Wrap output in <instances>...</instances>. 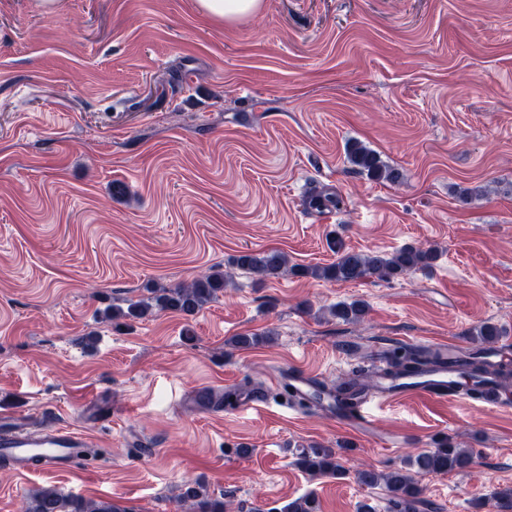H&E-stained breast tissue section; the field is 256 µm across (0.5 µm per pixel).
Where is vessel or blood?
Wrapping results in <instances>:
<instances>
[{
    "label": "vessel or blood",
    "mask_w": 512,
    "mask_h": 512,
    "mask_svg": "<svg viewBox=\"0 0 512 512\" xmlns=\"http://www.w3.org/2000/svg\"><path fill=\"white\" fill-rule=\"evenodd\" d=\"M447 368L400 379L398 383L381 382L377 394L385 399L416 396L430 402L457 400L458 394L449 389ZM92 438L68 426L39 428L22 426L0 429V456L9 457L14 474L23 475L35 467L57 471L73 469L76 458L74 449L88 448Z\"/></svg>",
    "instance_id": "obj_1"
}]
</instances>
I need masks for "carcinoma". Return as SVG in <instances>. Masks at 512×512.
<instances>
[{"instance_id": "cac0c4a2", "label": "carcinoma", "mask_w": 512, "mask_h": 512, "mask_svg": "<svg viewBox=\"0 0 512 512\" xmlns=\"http://www.w3.org/2000/svg\"><path fill=\"white\" fill-rule=\"evenodd\" d=\"M348 161L355 171L375 181L395 183L400 173L381 161L373 149L360 141L348 146ZM341 197L335 192L316 191L305 200L310 210L323 213L340 209ZM440 257L434 247H419L411 244L401 246L392 253L375 251L344 250L336 262L328 266H301L290 263L288 255L280 250L240 251L230 259V264L242 271L259 276L260 281L280 278L284 275L312 277L329 281L352 282L377 277L392 279L414 271L433 269ZM227 286L224 272L214 269L202 274L187 285L173 288H150L149 295L128 303L127 308L115 307L111 317L142 320L162 312L179 313L185 317L198 314L207 304L218 298ZM367 312L362 301L341 302L331 309V315L345 322H358ZM476 336L484 348L448 355V372L452 374V385L468 395L476 396L487 385L506 388L512 384V365L503 361L491 362L485 356L486 348L496 344L505 330L496 324L485 322L475 329ZM437 355L431 351L395 353L386 359V364L374 372V378L392 381L427 372V367L436 363ZM467 375L472 385L460 384V377ZM368 388L358 378L342 381L325 391L331 397L336 409L346 411L355 398ZM475 449L462 448L452 440L443 438L436 447L418 453L409 460V465L421 473L462 472L474 462ZM297 464L312 476L341 478L346 470L330 448L312 446L301 454ZM358 481L368 487L384 485L391 499L400 507L399 512H413L421 496V488L413 476L401 469L388 472L373 468L357 471ZM180 502L188 504L193 512H232L229 501L212 499L207 496L199 483L188 484L180 495ZM25 512H125L120 505L92 499H69L56 489H39L30 498ZM283 512H321L316 496L309 494L288 502Z\"/></svg>"}]
</instances>
